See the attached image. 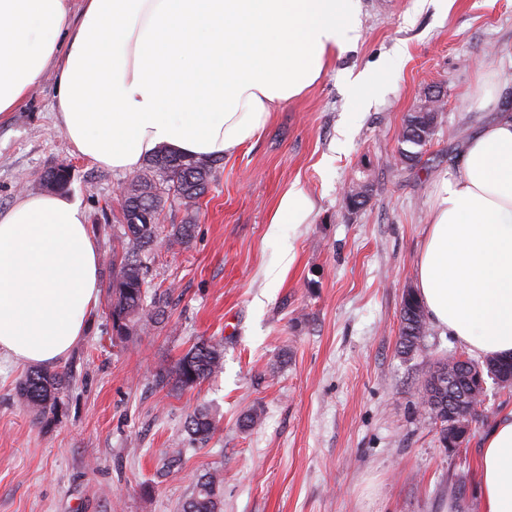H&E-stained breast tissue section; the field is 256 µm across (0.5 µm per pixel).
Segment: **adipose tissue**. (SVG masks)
<instances>
[{
	"label": "adipose tissue",
	"instance_id": "ef3b65f1",
	"mask_svg": "<svg viewBox=\"0 0 512 512\" xmlns=\"http://www.w3.org/2000/svg\"><path fill=\"white\" fill-rule=\"evenodd\" d=\"M359 0H0V118L46 72L74 151L117 173L158 148L222 158L302 95L360 32ZM430 322L481 358L512 355V115L436 187L418 263ZM98 247L64 194L0 213V352L65 358L99 296ZM482 512H512V407L478 452Z\"/></svg>",
	"mask_w": 512,
	"mask_h": 512
}]
</instances>
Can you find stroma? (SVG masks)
<instances>
[{
  "mask_svg": "<svg viewBox=\"0 0 512 512\" xmlns=\"http://www.w3.org/2000/svg\"><path fill=\"white\" fill-rule=\"evenodd\" d=\"M361 36L301 97L273 112L253 144L222 159L192 207L168 205L165 225L194 216L189 244L160 235L150 290L168 292V318L113 343L106 299L57 370L72 379L51 423L16 393L25 364L0 355V512H179L197 476L219 471L222 512H482L477 450L512 391L488 384L467 445L448 449L421 408L425 372L458 344L430 329L399 347L400 305L416 285L436 185L457 172L459 131L501 114L512 88V0H360ZM381 69L385 81L348 94ZM498 99L481 106L484 82ZM443 92L436 134L412 167L396 159L403 120L424 88ZM46 74L0 120V211L41 193V174L72 168L68 197L112 271L111 225L122 221L123 173L76 153L56 127ZM367 170V204L343 189ZM302 189L313 211L272 225L281 196ZM224 341V370L191 389L160 384L198 340ZM278 373H270L271 364ZM219 419L187 449L184 422L199 405ZM257 413L251 428L245 414ZM186 448L182 465L165 466Z\"/></svg>",
  "mask_w": 512,
  "mask_h": 512,
  "instance_id": "obj_1",
  "label": "stroma"
}]
</instances>
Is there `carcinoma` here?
<instances>
[{
    "label": "carcinoma",
    "mask_w": 512,
    "mask_h": 512,
    "mask_svg": "<svg viewBox=\"0 0 512 512\" xmlns=\"http://www.w3.org/2000/svg\"><path fill=\"white\" fill-rule=\"evenodd\" d=\"M431 112L416 116L417 122L409 123L412 114L404 119L400 134L398 155L401 162L416 163L422 148L434 133L422 129ZM217 167V160L206 159L198 165L191 156L177 154L165 147L146 158L143 166L133 172L125 186L123 224L112 232V281L109 299L112 325L128 328L124 333L113 330L119 339H129L148 331L163 315V304L155 298L147 301L148 267L144 257L152 250L159 234L158 216L169 201L186 207L195 205L207 192ZM369 176L355 179L346 196L365 205L370 196ZM195 232V224H173L169 237L172 241L187 244ZM401 353L410 354L420 349L428 333L427 315L415 290L403 295L400 307ZM224 366V340L211 338L193 344L171 369H162L158 380L174 381L182 389L193 388L220 373ZM506 369L512 372V356L494 357L482 361L463 354L450 352L436 360L434 369L424 380L422 400L439 424V440L448 446V392L464 396L463 420L470 423L484 412L486 389L475 376L491 370ZM70 384L67 372H50L41 368L30 369L18 385V395L37 420L55 415L62 405V394ZM185 428L189 444L207 443L216 430V414L209 406L194 408L186 417ZM223 478L217 471L200 475L194 496L184 502L182 512H220L219 490Z\"/></svg>",
    "instance_id": "1"
}]
</instances>
